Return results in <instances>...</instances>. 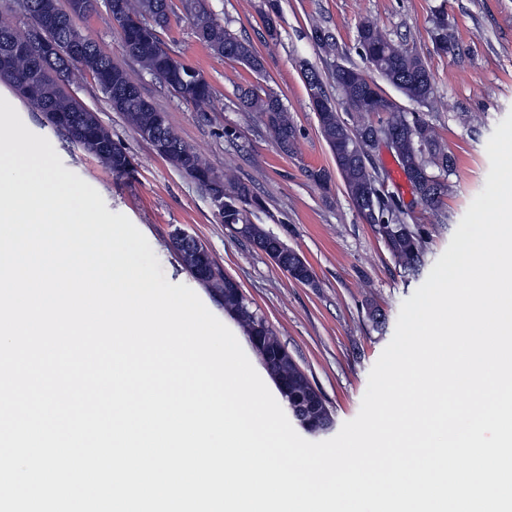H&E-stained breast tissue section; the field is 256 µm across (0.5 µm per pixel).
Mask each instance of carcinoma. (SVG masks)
<instances>
[{
  "label": "carcinoma",
  "mask_w": 512,
  "mask_h": 512,
  "mask_svg": "<svg viewBox=\"0 0 512 512\" xmlns=\"http://www.w3.org/2000/svg\"><path fill=\"white\" fill-rule=\"evenodd\" d=\"M73 0H19V7L30 18L28 29L44 24L43 10L47 4L59 13H66L67 5ZM119 4L109 9L112 19L122 32L125 53L139 62L156 80L165 85L177 98L193 104L199 111H205L213 99V89L203 75L172 53L159 34L169 23L167 0H112ZM184 9L193 22L194 36L199 43L214 55L239 63L255 73L263 71V62L251 42L241 39L215 20L206 9L204 0H184ZM24 31L12 23L0 20V81L9 85L28 107L46 115L48 121L71 143L82 147L100 159L112 173L131 176L135 172L132 157L124 145L112 139L110 132L100 123L96 113L87 111L77 98L68 92L74 77L94 74L95 83L108 99L112 110L121 113L128 124L140 137L158 133L161 147L153 151L161 158L173 154L178 161L177 168L195 179L206 191L216 190L224 181L213 175L202 164L198 153L187 146L173 132L167 114L158 110L143 95L121 101L113 95V86L120 83L133 86L126 71L107 55L98 51L95 42L73 25L55 33L60 41L77 38L83 43L86 53L76 57L53 75H46L33 83L29 92L20 91V86L32 79L35 59L30 54L11 53L12 43ZM436 50L453 54L457 45L448 35V13L440 14L438 23L431 32ZM310 39L328 55L338 53L336 38L330 30L314 27ZM357 40L367 64L373 66L378 75L398 90L409 101L421 106L432 105L437 89L423 59L412 54L386 36L373 22L358 28ZM365 70L352 66L336 69L335 81L341 95V104L355 111L385 112L387 117L379 123L365 122L356 128L349 127L332 106L319 109L320 132L328 144L341 177L346 193L353 205L375 196V207L368 212H359L363 220L371 225L399 224L404 227L400 233L384 240L390 253L404 270L416 272L422 265L424 251L421 235L407 221L408 212L401 201L390 192L378 197L376 191L383 177L373 164L377 146L373 138L378 135L389 137L391 147L406 178H420L413 189L421 203L430 211L440 210L443 197L448 194L449 177L455 173L456 159L439 143L435 127L421 117H409L395 108L384 96L380 85L364 78ZM236 99L243 112H255L269 133L276 147L284 154H292L296 147V130L288 116V108L272 93H260L253 86L236 87ZM261 206L253 188L239 182L231 193L224 195L225 225L239 230L249 225L252 233L248 240H257L268 234L257 224L250 223L245 206ZM173 247L181 254L191 275L202 283H212L222 289L231 287L228 276L218 269L205 247L190 250L183 242L172 239ZM224 310L231 313L248 336L256 327L264 326V341L253 346L271 376L277 389L288 387L292 393L314 398L316 390L301 371L291 355L285 352L266 320L251 308L245 298L224 293ZM279 349L284 356L268 360L269 351Z\"/></svg>",
  "instance_id": "cac0c4a2"
}]
</instances>
